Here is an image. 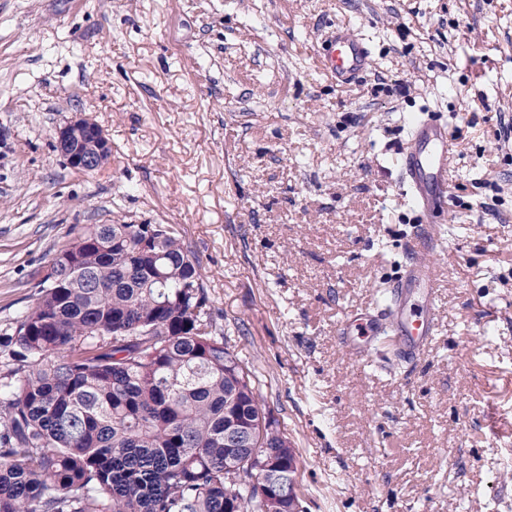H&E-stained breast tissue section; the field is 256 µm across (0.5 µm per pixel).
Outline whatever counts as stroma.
I'll return each instance as SVG.
<instances>
[{
    "label": "stroma",
    "instance_id": "obj_1",
    "mask_svg": "<svg viewBox=\"0 0 512 512\" xmlns=\"http://www.w3.org/2000/svg\"><path fill=\"white\" fill-rule=\"evenodd\" d=\"M342 28L371 51L331 80ZM82 112L112 155L53 148ZM458 130L440 332L371 361L336 325L377 300L414 227L411 122ZM512 0H0V336L84 224H168L218 329L296 451L305 512H512ZM320 67L339 84H349L364 73L369 63V49L358 38L337 30L323 54L318 55ZM54 143L66 163L83 174L104 168L112 151L102 127L82 112H75L56 129Z\"/></svg>",
    "mask_w": 512,
    "mask_h": 512
}]
</instances>
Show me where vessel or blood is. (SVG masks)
I'll return each instance as SVG.
<instances>
[{"label":"vessel or blood","instance_id":"obj_1","mask_svg":"<svg viewBox=\"0 0 512 512\" xmlns=\"http://www.w3.org/2000/svg\"><path fill=\"white\" fill-rule=\"evenodd\" d=\"M318 61L337 83L348 84L366 71L369 49L340 30ZM454 147L448 128L436 120L427 118L413 125L411 146L401 153L398 167L421 227L408 243L410 262L389 285L388 305L353 310L340 325L339 333L356 361H367L382 336L396 337L401 357L411 359L429 350L438 335L436 300L441 279L426 257L441 239L434 218L451 202L448 173Z\"/></svg>","mask_w":512,"mask_h":512}]
</instances>
